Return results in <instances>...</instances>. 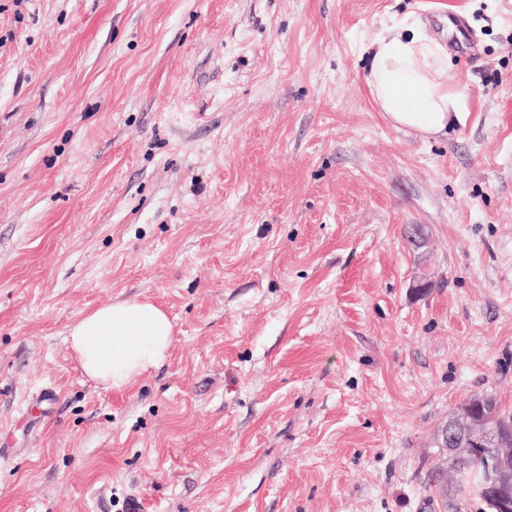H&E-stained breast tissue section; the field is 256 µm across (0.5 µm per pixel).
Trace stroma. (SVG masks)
<instances>
[{"instance_id":"35a3bbf8","label":"stroma","mask_w":512,"mask_h":512,"mask_svg":"<svg viewBox=\"0 0 512 512\" xmlns=\"http://www.w3.org/2000/svg\"><path fill=\"white\" fill-rule=\"evenodd\" d=\"M452 13L426 141L361 48ZM129 299L174 342L108 391L69 331ZM479 394L512 412V0H0V512H455Z\"/></svg>"}]
</instances>
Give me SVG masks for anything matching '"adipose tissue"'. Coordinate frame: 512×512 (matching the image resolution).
<instances>
[{"instance_id":"ef3b65f1","label":"adipose tissue","mask_w":512,"mask_h":512,"mask_svg":"<svg viewBox=\"0 0 512 512\" xmlns=\"http://www.w3.org/2000/svg\"><path fill=\"white\" fill-rule=\"evenodd\" d=\"M364 52L369 93L395 128L429 140L463 120L465 94L448 82V52L419 24L395 25ZM69 338L85 374L120 391L166 359L174 330L162 308L132 299L89 312L72 326Z\"/></svg>"}]
</instances>
